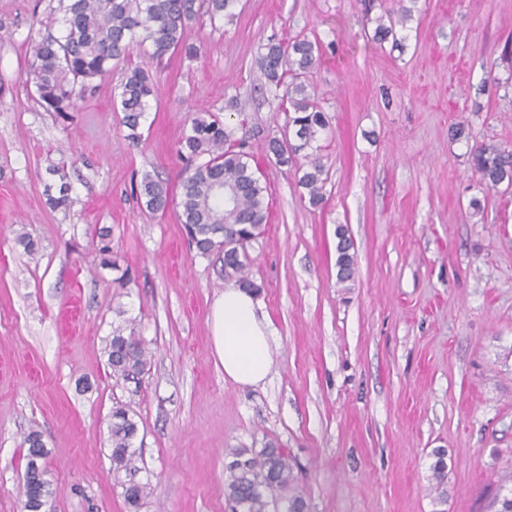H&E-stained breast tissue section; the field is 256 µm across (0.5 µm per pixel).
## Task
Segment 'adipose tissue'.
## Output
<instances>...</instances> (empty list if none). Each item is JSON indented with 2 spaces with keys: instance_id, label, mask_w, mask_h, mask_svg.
<instances>
[{
  "instance_id": "1",
  "label": "adipose tissue",
  "mask_w": 512,
  "mask_h": 512,
  "mask_svg": "<svg viewBox=\"0 0 512 512\" xmlns=\"http://www.w3.org/2000/svg\"><path fill=\"white\" fill-rule=\"evenodd\" d=\"M252 291L228 285L211 308L214 354L227 378L240 385L263 382L271 368V323L259 315Z\"/></svg>"
}]
</instances>
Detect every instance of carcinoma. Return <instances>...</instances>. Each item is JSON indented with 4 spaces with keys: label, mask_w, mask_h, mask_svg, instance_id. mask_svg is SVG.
Here are the masks:
<instances>
[{
    "label": "carcinoma",
    "mask_w": 512,
    "mask_h": 512,
    "mask_svg": "<svg viewBox=\"0 0 512 512\" xmlns=\"http://www.w3.org/2000/svg\"><path fill=\"white\" fill-rule=\"evenodd\" d=\"M62 19L48 15L39 25L48 29L63 24L59 37L48 35L33 47L29 70L39 99L47 109L63 117L75 111L76 84L86 88L96 78L127 60L137 48L144 49L147 65L126 69L118 93L117 111L128 130L127 139L139 143L146 114L150 111L155 86L149 63L169 52L177 51L195 58L200 47L189 41L192 23L205 12L212 21L232 20L239 0H60ZM397 9L385 8L375 18L371 40L380 44L392 41L402 46L405 37L398 36L413 19V5ZM320 53L318 39L298 35L287 45L268 43L260 47L257 64L277 108L285 112L281 136L268 140L271 160L278 166H296L297 185L306 190L313 207L325 203L323 178L325 169L316 156L317 142L329 128L327 114L316 102V89L309 82ZM237 127L214 115L202 114L192 119L184 132L177 152L185 163L179 182L178 207L188 243L201 257L222 256L224 276L236 278L240 286L251 291L259 286L250 279L248 247L263 237L269 218L267 183L260 169L251 164L246 140L236 136ZM307 165H298L299 158ZM470 169L483 187L502 183L512 186V149L495 143H482L470 150ZM49 173L59 177L58 196L50 197L55 208L69 202L70 184L61 168L52 166ZM142 206L149 212L168 209L173 202L166 182L143 174L137 184ZM337 279L344 283L354 273L355 256L349 252L347 230L336 228ZM101 264L117 268L112 258L111 232H98ZM105 354L112 376L126 383H139L150 363L144 342L125 329L117 327L106 339ZM138 421L129 405L117 402L112 406L109 421V443L113 472L125 474L123 497L131 509L139 508L151 494L148 482L136 480L140 472V456L135 448ZM27 459L24 488L28 501L23 508L37 512L49 505L52 497L46 479L49 451L43 435L31 430L24 437ZM225 467L224 496L238 512H269L271 504L282 502L288 512H307L305 499L295 491L288 451L273 443L260 450L234 448ZM431 466L430 492L433 503L441 506L447 499V465L442 454L435 453ZM494 512H512V473L496 481L491 500Z\"/></svg>",
    "instance_id": "cac0c4a2"
}]
</instances>
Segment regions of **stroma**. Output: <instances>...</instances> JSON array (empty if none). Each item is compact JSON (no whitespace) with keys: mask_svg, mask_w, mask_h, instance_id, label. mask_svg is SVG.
<instances>
[{"mask_svg":"<svg viewBox=\"0 0 512 512\" xmlns=\"http://www.w3.org/2000/svg\"><path fill=\"white\" fill-rule=\"evenodd\" d=\"M60 0H0V512H21L29 430L50 451L51 512H131L112 473L108 418L129 404L151 495L138 512H232L227 454L287 448L309 512H434L430 465L446 454L444 512H486L512 470V187L478 186L471 147L512 146V0H419L403 49L363 31L364 0H240L232 21L201 16L198 58L153 63L140 143L114 112L117 66L69 118L47 111L27 73ZM322 43L309 80L330 118L328 171L314 208L295 170L268 162L277 112L258 48ZM237 99L267 182L270 222L249 249L274 328L263 383L226 379L208 316L228 284L218 256L190 251L176 207L149 213L144 173L179 189L175 148L198 111ZM468 122L466 137L452 129ZM71 203L51 208V165ZM353 241L336 279V227ZM112 230L115 269L97 231ZM33 238L24 252L19 234ZM134 331L151 362L138 392L117 382L105 339Z\"/></svg>","mask_w":512,"mask_h":512,"instance_id":"35a3bbf8","label":"stroma"}]
</instances>
